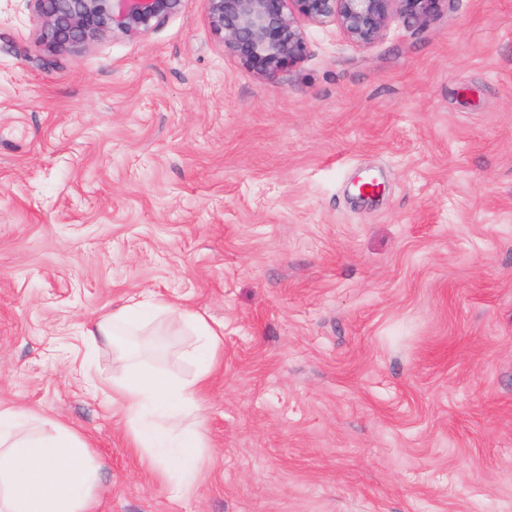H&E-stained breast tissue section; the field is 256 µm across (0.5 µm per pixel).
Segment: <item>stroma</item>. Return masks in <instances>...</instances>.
<instances>
[{"mask_svg":"<svg viewBox=\"0 0 512 512\" xmlns=\"http://www.w3.org/2000/svg\"><path fill=\"white\" fill-rule=\"evenodd\" d=\"M303 29L263 78L203 0L66 50L0 0V408L86 439L94 512H512V0ZM133 297L223 328L181 498L94 387Z\"/></svg>","mask_w":512,"mask_h":512,"instance_id":"1","label":"stroma"}]
</instances>
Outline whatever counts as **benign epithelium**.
Instances as JSON below:
<instances>
[{"label":"benign epithelium","instance_id":"obj_1","mask_svg":"<svg viewBox=\"0 0 512 512\" xmlns=\"http://www.w3.org/2000/svg\"><path fill=\"white\" fill-rule=\"evenodd\" d=\"M44 24V38L67 48L112 36L136 40L180 12L183 0H30ZM211 27L224 48L255 71L273 78L306 53L303 19L335 22L352 40L369 43L396 12L420 23L442 0H204Z\"/></svg>","mask_w":512,"mask_h":512}]
</instances>
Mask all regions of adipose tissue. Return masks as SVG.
<instances>
[{
    "mask_svg": "<svg viewBox=\"0 0 512 512\" xmlns=\"http://www.w3.org/2000/svg\"><path fill=\"white\" fill-rule=\"evenodd\" d=\"M162 316L198 338L189 354L199 362L192 377L175 379L134 358L132 335L141 320ZM87 341L112 348L118 377L112 402L122 412L132 443L167 482L187 494L202 467V435L182 422L200 410V395L216 364L220 336L198 312L152 300L134 301L94 319ZM96 466L87 443L49 420L27 426L22 412L0 409V512H92Z\"/></svg>",
    "mask_w": 512,
    "mask_h": 512,
    "instance_id": "adipose-tissue-1",
    "label": "adipose tissue"
}]
</instances>
